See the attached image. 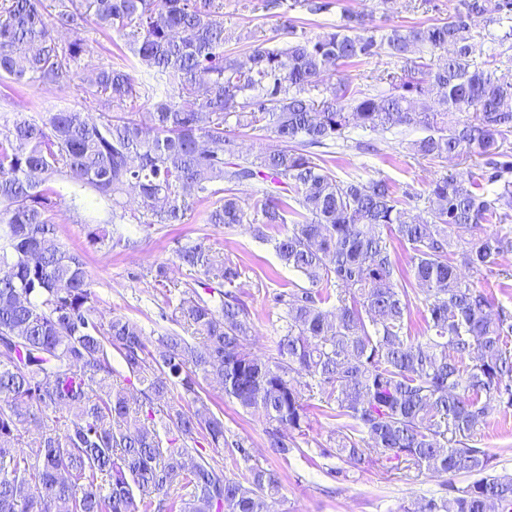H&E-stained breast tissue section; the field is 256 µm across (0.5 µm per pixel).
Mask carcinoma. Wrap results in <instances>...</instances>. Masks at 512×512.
<instances>
[{
    "label": "carcinoma",
    "instance_id": "cac0c4a2",
    "mask_svg": "<svg viewBox=\"0 0 512 512\" xmlns=\"http://www.w3.org/2000/svg\"><path fill=\"white\" fill-rule=\"evenodd\" d=\"M68 27L69 41L53 35ZM93 23L128 52L95 65L83 92L100 111L57 108L0 128V512H273L277 471L252 462L242 438L201 395H224L265 421L270 447L305 454L308 404L341 421L334 456L357 468L368 452L408 480L450 476L445 492L406 512H512V474L498 473L479 437L493 410L512 409V315L492 316L475 278L512 252L507 233L454 241L453 229L512 219V0H458L442 22L384 30L343 9L332 31L312 36L287 20L281 48L249 46L247 61L224 49V0H0V80L75 87L91 56ZM501 51L484 53V42ZM384 55L394 69L382 95L324 77L355 59ZM152 124L112 111L136 99ZM421 126L410 144L429 160L466 156L478 171L445 175L418 195L387 180L343 181L323 149L351 128ZM267 129L279 149L240 152L233 128ZM75 174L126 217L138 190L159 224H182L219 196L206 223H251L300 273L272 297L285 326L275 353L245 346L253 323L237 295L243 269L199 237L181 265L224 281L218 295L180 292L166 329L148 340L125 315L96 322L98 298L80 251L55 243L52 178ZM254 189L253 220L238 188ZM411 252L425 336L411 335L415 303L387 240ZM471 272L461 276L460 269ZM122 369L113 366V354ZM140 385L129 400L126 385ZM38 437L27 441L30 429ZM225 448L229 476L207 449ZM474 480L458 486L452 477Z\"/></svg>",
    "mask_w": 512,
    "mask_h": 512
}]
</instances>
